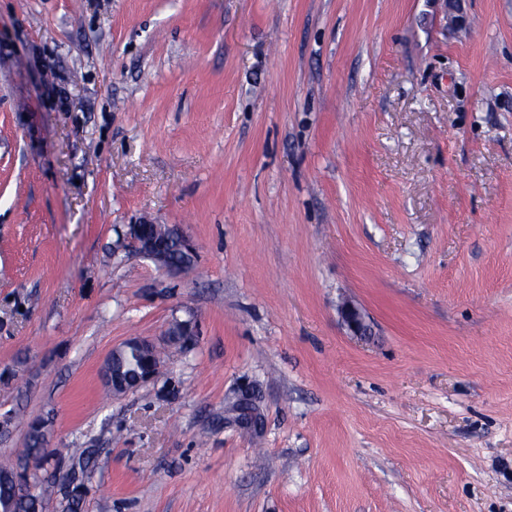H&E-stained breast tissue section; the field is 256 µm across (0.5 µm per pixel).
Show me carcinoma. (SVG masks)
Here are the masks:
<instances>
[{
	"mask_svg": "<svg viewBox=\"0 0 512 512\" xmlns=\"http://www.w3.org/2000/svg\"><path fill=\"white\" fill-rule=\"evenodd\" d=\"M153 355L130 348L109 357L107 373L116 370L124 376L135 378L142 373L144 361ZM46 422L35 419L28 424L26 448L12 464H0V512H46L52 489L55 485V471L47 467L31 466L30 461H39L47 456L45 452ZM92 449L84 448L69 470L71 482H80L85 477Z\"/></svg>",
	"mask_w": 512,
	"mask_h": 512,
	"instance_id": "obj_1",
	"label": "carcinoma"
}]
</instances>
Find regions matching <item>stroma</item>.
<instances>
[{
    "label": "stroma",
    "instance_id": "stroma-1",
    "mask_svg": "<svg viewBox=\"0 0 512 512\" xmlns=\"http://www.w3.org/2000/svg\"><path fill=\"white\" fill-rule=\"evenodd\" d=\"M460 10L0 0V456L94 449L81 512H512V0ZM145 225L146 223L128 225L126 234L127 239L130 240V243L139 254L152 260L159 268L169 273L182 272L193 264L196 248L177 228L168 227V231L170 236L177 239L180 243L183 252V262L172 264L169 262L164 249L157 244L155 238L149 236ZM340 313L342 320L349 330L351 336H355L360 339L369 336V326L364 319V315L358 307H356L354 304L346 302L341 306ZM144 342H148L143 340L142 338H131L123 342L120 346L116 347L112 350L117 351L119 349H123L129 346L141 345ZM112 353L107 361L106 368V376L108 373L112 379V394L113 395H122L137 389L138 387L153 381L158 378L160 374V360L157 358L156 364H153L144 376L137 382V384L131 388L127 389L122 386L119 381L113 380L112 378V364L115 371L120 372L124 376H129L131 378H136L138 375H141L143 370V364L146 359L154 358L155 356L152 354L141 352L139 349L130 348L126 351L120 352L119 354H114L112 357ZM235 422L242 428L250 431L252 434H259L263 427V417L260 407L252 393L241 394L237 401V410L235 411Z\"/></svg>",
    "mask_w": 512,
    "mask_h": 512
}]
</instances>
